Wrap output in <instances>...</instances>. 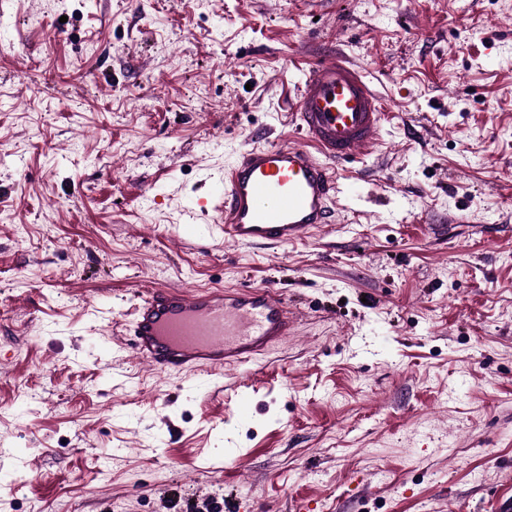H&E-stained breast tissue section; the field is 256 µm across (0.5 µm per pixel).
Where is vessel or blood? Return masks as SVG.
Returning <instances> with one entry per match:
<instances>
[{
    "instance_id": "obj_1",
    "label": "vessel or blood",
    "mask_w": 512,
    "mask_h": 512,
    "mask_svg": "<svg viewBox=\"0 0 512 512\" xmlns=\"http://www.w3.org/2000/svg\"><path fill=\"white\" fill-rule=\"evenodd\" d=\"M291 108L300 143L251 146L224 170L218 222L238 246L302 241L329 223L336 194H358L357 182H339L335 167L380 135L383 107L365 74L339 59L316 63ZM294 329L287 298L268 285L191 292L168 286L135 304L126 347L157 372L194 379L249 364Z\"/></svg>"
}]
</instances>
